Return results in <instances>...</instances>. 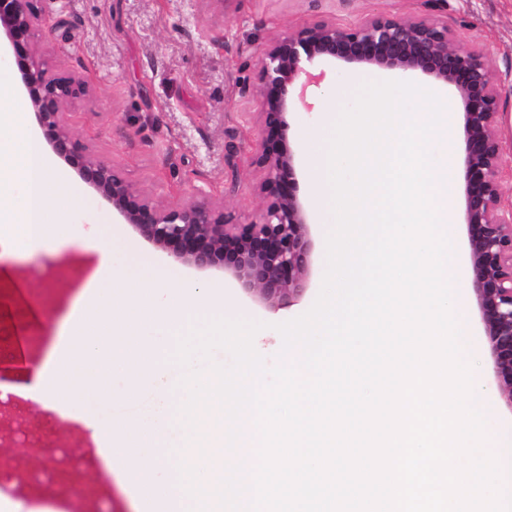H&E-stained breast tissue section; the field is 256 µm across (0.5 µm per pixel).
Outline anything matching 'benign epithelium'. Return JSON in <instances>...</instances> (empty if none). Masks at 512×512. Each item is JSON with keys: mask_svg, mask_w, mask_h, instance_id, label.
<instances>
[{"mask_svg": "<svg viewBox=\"0 0 512 512\" xmlns=\"http://www.w3.org/2000/svg\"><path fill=\"white\" fill-rule=\"evenodd\" d=\"M36 2L0 0V34L51 150L145 240L197 269L223 268L253 301L272 308L301 297L311 273L309 218L296 194L294 156L281 144L285 114L310 107L307 89L322 80L307 65L316 59L370 64L418 71L452 86L462 104L463 221L472 283L498 392L512 412V205L502 199L505 161L497 133L503 80L482 48L458 45L440 15L448 0H428L432 16L381 14L350 26L322 20L270 42L259 57L265 138L256 163L266 170L261 190L271 201L254 224L232 222L223 200L212 197L189 196L163 207L74 138L66 109L90 85L39 59L35 39L47 21Z\"/></svg>", "mask_w": 512, "mask_h": 512, "instance_id": "7a95c632", "label": "benign epithelium"}]
</instances>
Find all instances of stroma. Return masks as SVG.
I'll return each instance as SVG.
<instances>
[{"label":"stroma","mask_w":512,"mask_h":512,"mask_svg":"<svg viewBox=\"0 0 512 512\" xmlns=\"http://www.w3.org/2000/svg\"><path fill=\"white\" fill-rule=\"evenodd\" d=\"M48 18L65 20L66 33L37 37L42 59L54 69L88 77V96L71 108L79 140L113 162L137 189L172 206L190 194L218 196L234 222L261 221L266 201L258 191L264 177L255 160L262 142L258 57L275 37L320 20L355 23L377 14L425 13L424 0H39ZM448 20L463 47L480 46L490 67L512 83V0H448ZM325 72L311 88L312 109L289 111L284 143L295 156L297 195L312 224L313 273L306 293L290 306L271 310L250 299L223 269L198 270L143 239L112 211L75 169L54 159L51 177L71 192L52 198L47 223L50 244L41 252L0 257V331L18 337L43 358L74 303L88 316L100 311L95 296H81L91 277L94 254L76 246L78 233L98 225L112 249L115 274L146 263L158 270L154 282L163 302L142 338L166 322L165 301L204 291L224 299L228 318L262 322L257 352L275 363L283 340L275 326L306 313L315 303L326 271L327 226L333 221L318 193L327 184L319 165L322 134L332 117L350 107L362 83L405 80L426 84L420 73L401 74L364 64L317 60ZM0 468L22 474L36 468L30 448L15 440L12 417L0 415ZM80 477H93L107 496L97 504L78 498L67 484L34 490L33 503L68 501L71 512H155L138 501L119 473L77 461Z\"/></svg>","instance_id":"obj_1"}]
</instances>
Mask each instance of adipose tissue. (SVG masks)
Segmentation results:
<instances>
[{"label": "adipose tissue", "instance_id": "adipose-tissue-1", "mask_svg": "<svg viewBox=\"0 0 512 512\" xmlns=\"http://www.w3.org/2000/svg\"><path fill=\"white\" fill-rule=\"evenodd\" d=\"M21 104L13 89L0 83V190L13 178L25 185L19 208L0 216V249L42 250L48 240L46 207L57 193H68L66 184H51L49 160L39 141L20 121Z\"/></svg>", "mask_w": 512, "mask_h": 512}]
</instances>
